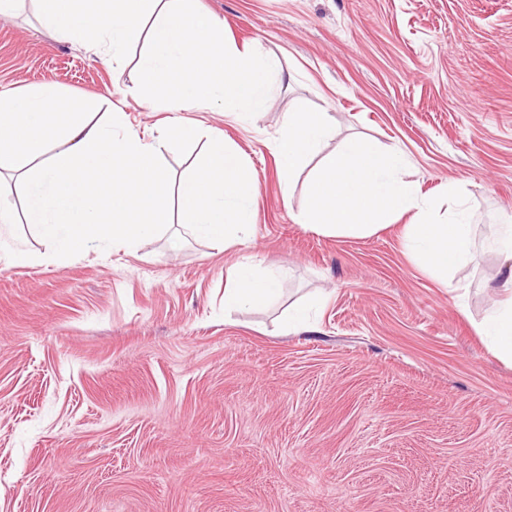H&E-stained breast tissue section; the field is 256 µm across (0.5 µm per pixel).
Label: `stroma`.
<instances>
[{"instance_id": "obj_1", "label": "stroma", "mask_w": 512, "mask_h": 512, "mask_svg": "<svg viewBox=\"0 0 512 512\" xmlns=\"http://www.w3.org/2000/svg\"><path fill=\"white\" fill-rule=\"evenodd\" d=\"M195 4L282 71L257 118L184 113L256 172L250 238L174 251L173 222L54 261L22 216L0 230V512H512V363L477 331L500 296L488 228L512 216V0ZM146 47L103 60L20 0L0 91L51 83L151 141ZM301 109L333 119L322 153L369 138L426 199L464 192L474 247L447 281L406 249L412 213L368 237L298 224L305 180L283 191L273 142ZM239 263L278 275L273 305L225 311Z\"/></svg>"}]
</instances>
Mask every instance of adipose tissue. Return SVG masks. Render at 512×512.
Masks as SVG:
<instances>
[{"label": "adipose tissue", "instance_id": "1", "mask_svg": "<svg viewBox=\"0 0 512 512\" xmlns=\"http://www.w3.org/2000/svg\"><path fill=\"white\" fill-rule=\"evenodd\" d=\"M333 125L326 112H292L284 122L273 150L284 173L285 184H292L302 166L320 151L331 137ZM489 246L502 259L504 271L502 298L480 328L481 335L490 337L498 356L512 362V224L496 225ZM276 278L258 274L248 264H241L224 288V308L228 311L265 308L279 296Z\"/></svg>", "mask_w": 512, "mask_h": 512}]
</instances>
